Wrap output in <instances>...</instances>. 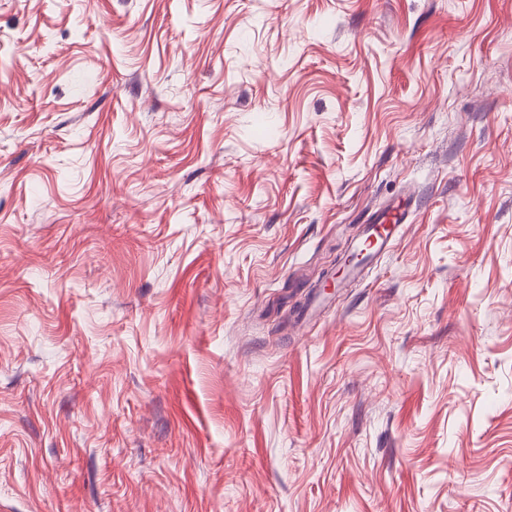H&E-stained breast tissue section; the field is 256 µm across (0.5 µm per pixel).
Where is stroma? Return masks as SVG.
<instances>
[{"label":"stroma","mask_w":512,"mask_h":512,"mask_svg":"<svg viewBox=\"0 0 512 512\" xmlns=\"http://www.w3.org/2000/svg\"><path fill=\"white\" fill-rule=\"evenodd\" d=\"M0 512H512V0H0ZM408 215V200L403 205L398 203L375 213L353 251H358L365 246L364 251H368L364 259L373 258L383 251H388L401 236Z\"/></svg>","instance_id":"stroma-1"}]
</instances>
